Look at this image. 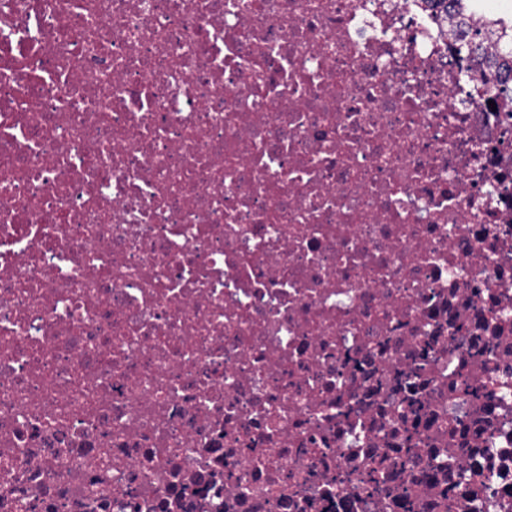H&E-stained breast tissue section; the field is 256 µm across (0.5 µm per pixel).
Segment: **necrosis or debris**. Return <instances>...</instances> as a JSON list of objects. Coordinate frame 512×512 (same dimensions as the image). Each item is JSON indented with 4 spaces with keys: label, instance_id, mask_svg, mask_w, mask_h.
<instances>
[{
    "label": "necrosis or debris",
    "instance_id": "4bbe7bcc",
    "mask_svg": "<svg viewBox=\"0 0 512 512\" xmlns=\"http://www.w3.org/2000/svg\"><path fill=\"white\" fill-rule=\"evenodd\" d=\"M452 0H0V512H512V122Z\"/></svg>",
    "mask_w": 512,
    "mask_h": 512
}]
</instances>
